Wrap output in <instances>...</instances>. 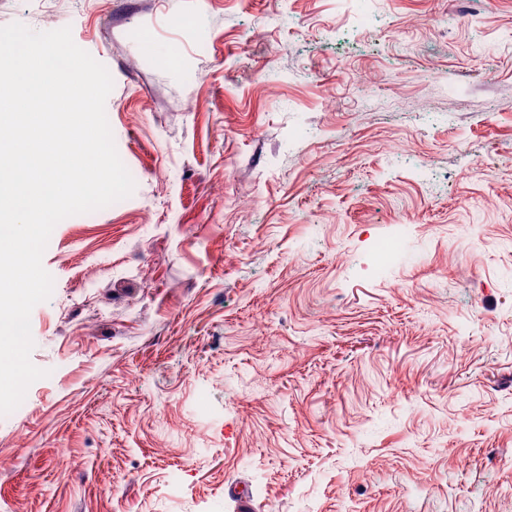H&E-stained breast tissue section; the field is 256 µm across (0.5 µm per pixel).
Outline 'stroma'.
<instances>
[{
  "instance_id": "1",
  "label": "stroma",
  "mask_w": 512,
  "mask_h": 512,
  "mask_svg": "<svg viewBox=\"0 0 512 512\" xmlns=\"http://www.w3.org/2000/svg\"><path fill=\"white\" fill-rule=\"evenodd\" d=\"M353 11L0 0L135 181L51 234L0 512H512V0ZM404 233H395L394 235L378 242L374 247L377 263L381 267H386L395 262L402 252V242Z\"/></svg>"
}]
</instances>
